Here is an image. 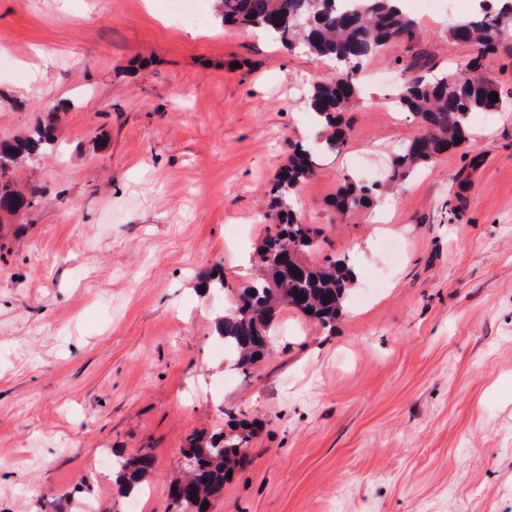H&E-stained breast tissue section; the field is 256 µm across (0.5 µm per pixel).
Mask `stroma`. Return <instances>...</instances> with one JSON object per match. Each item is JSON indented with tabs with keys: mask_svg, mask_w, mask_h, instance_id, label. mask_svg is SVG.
I'll list each match as a JSON object with an SVG mask.
<instances>
[{
	"mask_svg": "<svg viewBox=\"0 0 512 512\" xmlns=\"http://www.w3.org/2000/svg\"><path fill=\"white\" fill-rule=\"evenodd\" d=\"M433 74L475 47L447 29L475 0H404ZM204 27L167 0H0V142L60 107L57 149L16 170L36 208L0 214V512H129L100 454L156 458L140 512H167L192 434L257 423L251 464L211 512H512V110L336 215L344 175L381 178L419 126L375 94L292 207L305 255L346 260L347 308L324 330L292 308L248 370L215 354V324L268 232L264 204L294 145L314 143L309 87L328 60L256 30ZM223 267V292L197 275Z\"/></svg>",
	"mask_w": 512,
	"mask_h": 512,
	"instance_id": "stroma-1",
	"label": "stroma"
}]
</instances>
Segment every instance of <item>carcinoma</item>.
I'll return each mask as SVG.
<instances>
[{
  "label": "carcinoma",
  "instance_id": "1",
  "mask_svg": "<svg viewBox=\"0 0 512 512\" xmlns=\"http://www.w3.org/2000/svg\"><path fill=\"white\" fill-rule=\"evenodd\" d=\"M402 0H219L224 26L259 29L292 51L302 48L336 62V75L315 84L308 109L324 127L317 149L296 145L288 163L279 171L267 203L269 231L257 248L260 269L239 289L232 307L217 321L216 333L224 345L237 353L242 372L267 354L271 329L278 310L291 307L323 329L331 331L343 313L353 273L341 259L328 258L319 265L303 260L314 245L313 231L299 223L290 200L310 178L318 156L334 153L346 140L349 123L345 113L360 99V76L364 64L390 49V62L400 67L403 80L392 102L412 114L421 127L393 153L386 181L396 184L418 167L461 147L469 141V118L476 111L498 112L512 107L498 84L479 72L478 59L496 51L512 37V0H478L471 17L448 27V38L478 49L465 71L426 78L420 70L427 64L420 49L422 37L414 21L400 7ZM498 94L491 102L489 94ZM57 112L38 124L33 132L14 142H0V213L13 215L39 203L40 193L20 189L10 173L23 166H36L54 150ZM461 141H456V138ZM382 185L361 184L344 177L330 205L342 213L368 209L380 197ZM305 299H300V296ZM255 428L247 422L209 438L192 436L181 457L193 466L171 482L168 497L182 501L180 512H208L224 495L227 474L247 462L248 444ZM155 467V457L143 450L119 457L115 483L130 496L141 491Z\"/></svg>",
  "mask_w": 512,
  "mask_h": 512
}]
</instances>
